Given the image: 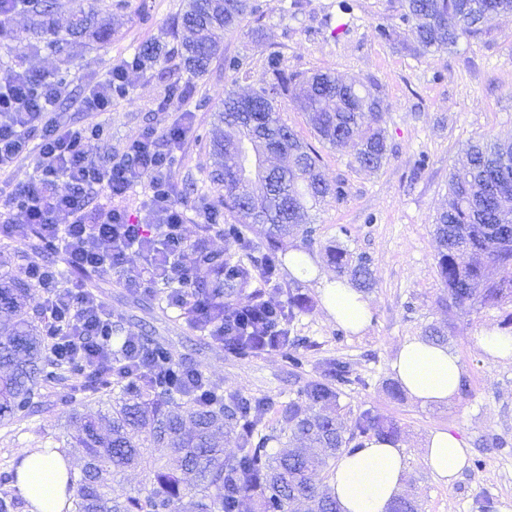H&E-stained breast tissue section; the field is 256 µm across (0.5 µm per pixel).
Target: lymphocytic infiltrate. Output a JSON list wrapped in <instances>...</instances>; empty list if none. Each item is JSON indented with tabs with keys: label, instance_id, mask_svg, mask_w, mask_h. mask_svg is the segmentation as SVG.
I'll list each match as a JSON object with an SVG mask.
<instances>
[{
	"label": "lymphocytic infiltrate",
	"instance_id": "obj_1",
	"mask_svg": "<svg viewBox=\"0 0 512 512\" xmlns=\"http://www.w3.org/2000/svg\"><path fill=\"white\" fill-rule=\"evenodd\" d=\"M66 93L63 83L26 70L9 67L0 73V239L38 238L62 260L58 267L31 263L25 269L41 298L51 357L77 361L88 371L111 364L112 314L86 289L84 278L116 270L151 286L174 284L173 305L193 308L196 327L216 343L282 345L276 306L246 305L217 315L190 289L194 267L185 256L206 243L185 237L186 213L166 177L170 158L156 150L154 137L134 142L126 159H93L86 144L102 138L104 128L59 124L53 113ZM27 154L34 157L30 181L6 180L5 172ZM138 186L146 200L135 216L125 200ZM91 189L104 197L94 209L85 201Z\"/></svg>",
	"mask_w": 512,
	"mask_h": 512
}]
</instances>
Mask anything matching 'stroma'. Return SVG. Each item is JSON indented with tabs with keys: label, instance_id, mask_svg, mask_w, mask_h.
Listing matches in <instances>:
<instances>
[{
	"label": "stroma",
	"instance_id": "stroma-1",
	"mask_svg": "<svg viewBox=\"0 0 512 512\" xmlns=\"http://www.w3.org/2000/svg\"><path fill=\"white\" fill-rule=\"evenodd\" d=\"M61 2L60 25H67L72 13L90 10L110 22V36L90 41L68 62L48 49L31 51L26 41L0 36V63L38 75L67 71L72 102L58 118L74 125L97 121L104 126L105 138L87 146L96 159L120 161L124 148L149 129L159 138L160 148H167L165 133L191 119L185 139L171 149L168 169L178 200L190 207L199 198L212 201L218 195L209 180V148L200 139L211 127L215 106L229 88L244 93L258 87L271 52H280L288 71L328 72L370 85L385 100L389 160L381 168L366 169L351 153L319 145L324 177L342 182L346 195L311 213L318 231L309 255L319 261L323 274L337 276L326 260L330 245H342L372 260L375 284L364 292L372 322L364 332L355 334L338 326L321 304L317 279L295 277L285 266L267 288H244L243 299L257 294L279 306L296 291L311 301L313 309L283 320L287 346L245 356L197 331L179 309L170 307L161 288L130 293L120 273L90 276L86 282L101 295L124 335L147 331L174 354L189 355L194 369L223 386L225 400L269 398L273 409L265 422L271 432L282 428L279 409L298 400L305 385L327 381L330 363H345L347 379L335 385L337 413L348 428L366 411L398 423L397 440L409 463L403 492L417 499L419 512H512V362L491 361L478 345L485 333H512V297L448 316L432 233L433 218L447 204L448 173L458 165L466 144L512 140V14L495 17L478 37L460 40L448 50L416 54L408 49L414 41L410 28H403L402 41L395 45L374 34L376 25L395 21L399 0H356L353 17L344 21L339 18L338 0H300L297 8L293 0H263L259 21L247 22L242 31L224 37L227 53L250 61L249 77L231 80L220 62L200 79L174 69L172 78L187 83L194 95L165 108L164 84L156 73L131 69L126 73L128 96L117 100L111 112L94 115L76 106L86 83L106 78L113 66L155 39L176 45L181 31L173 22L185 0ZM202 97L209 98L210 107H198ZM422 157L427 165L415 171V162ZM185 234L191 241L207 237L210 250L233 263L258 260L265 246L263 235L248 229L244 235L253 248L242 251L218 231L202 233L194 219L187 221ZM55 260L53 252L37 244L0 240V277H20L30 262ZM433 324L449 327L447 347L462 362L466 392L441 406L423 407L407 395L393 398L391 360L405 339L424 336ZM293 342L303 346L297 367L288 361ZM44 401L41 413L0 421V475L15 468L25 449L64 447L67 414L93 406L82 392L67 387L45 394ZM439 427L458 431L469 448L471 463L450 486L423 461L425 436Z\"/></svg>",
	"mask_w": 512,
	"mask_h": 512
}]
</instances>
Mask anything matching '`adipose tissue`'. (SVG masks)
<instances>
[{"instance_id":"obj_1","label":"adipose tissue","mask_w":512,"mask_h":512,"mask_svg":"<svg viewBox=\"0 0 512 512\" xmlns=\"http://www.w3.org/2000/svg\"><path fill=\"white\" fill-rule=\"evenodd\" d=\"M294 275L319 277L318 266L298 250L288 253ZM322 305L343 328L359 333L371 322L368 301L348 280L319 277ZM395 378L420 405L440 406L454 397L462 364L447 347L426 339H406L390 364ZM467 444L447 428L431 430L424 443L423 459L443 483L453 484L466 466ZM70 459L42 448L25 451L16 469L15 487L27 501L29 512H62ZM406 456L397 444L376 438L365 441L354 453L342 454L330 480L340 512H389L403 490Z\"/></svg>"}]
</instances>
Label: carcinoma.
<instances>
[{
    "instance_id": "carcinoma-1",
    "label": "carcinoma",
    "mask_w": 512,
    "mask_h": 512,
    "mask_svg": "<svg viewBox=\"0 0 512 512\" xmlns=\"http://www.w3.org/2000/svg\"><path fill=\"white\" fill-rule=\"evenodd\" d=\"M59 0H16L13 11L26 16L27 30L42 46L71 58L87 36L102 39L106 22L87 12L70 18L60 35ZM400 21L416 34L412 50L429 53L475 38L500 14L512 13V0H403ZM260 11L257 0H186L177 24L189 36L177 47L154 41L135 52L133 65L154 70L169 57L195 77L209 73L221 60L224 68L248 74L247 59L224 55V35L242 30ZM266 79L247 94L224 92L222 108L209 131L214 159L211 181L221 190L219 203L236 220L220 232L240 242V225L264 231L268 252L261 270L273 275L282 266L290 240L299 236L309 247L316 228L309 211L328 198L344 195L341 183L331 184L321 171V155L282 118L281 99L299 100L319 142L349 151L356 162L378 169L389 157L383 124L388 105L364 84L342 82L326 73L287 72L281 55L272 52ZM438 272L447 288L448 317L512 296V141L468 145L466 163L448 178V204L434 218ZM328 263L359 289L374 285L370 259L353 256L336 245L326 249ZM245 264H230L213 252L198 259L190 287L217 311L233 308V297L252 279ZM31 306V288L21 278L0 279V420L21 419L36 412L41 391L69 382L79 374L70 364L46 353ZM139 345L182 370L185 364L145 332ZM116 387L119 393L98 401L95 413L75 411L67 429V447L82 453L79 471L69 470L66 492L69 512H339L322 473L329 461L357 437L392 440L395 420L362 415L351 433L336 417L337 392L317 382L305 400L281 410L288 424L285 448L268 450L275 435L262 433L269 410L263 398L200 399L166 378L125 372L121 358L112 368L86 376L85 391L98 394ZM241 442L238 453L225 455L224 442ZM138 471L144 485L134 495H117L114 476Z\"/></svg>"
}]
</instances>
